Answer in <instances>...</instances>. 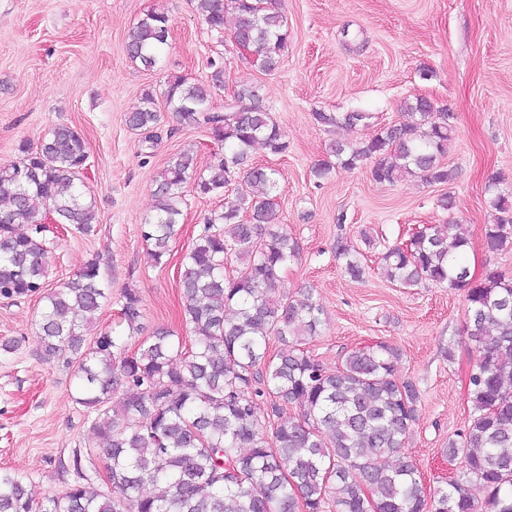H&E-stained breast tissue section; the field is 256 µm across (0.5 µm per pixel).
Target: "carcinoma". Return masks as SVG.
Returning <instances> with one entry per match:
<instances>
[{
	"mask_svg": "<svg viewBox=\"0 0 512 512\" xmlns=\"http://www.w3.org/2000/svg\"><path fill=\"white\" fill-rule=\"evenodd\" d=\"M196 9L210 30L228 28L247 40L260 70H278L290 37L278 0H196ZM168 38L167 15L151 12L130 29L125 52L150 70ZM223 90L224 68L217 65L205 82L168 77L163 97L171 112L183 125L205 128L216 150L203 168L191 151L168 159L155 179L153 214L140 230L151 261L165 263L182 233L186 188L208 196L243 176L245 187L204 217L181 262L188 347L168 329L142 336L143 301L133 288L123 291L119 312L127 335H89L111 298L93 258L63 285L46 288L49 250L19 227L48 211L82 234L93 231L95 201L77 184L88 158L81 134L55 126L36 149L23 145L19 160L0 166V297L41 296V356L74 368L76 402L95 411L102 444L84 456L74 452L78 480L40 501L23 477L0 468V512H326L328 504L336 512H512V277L489 267L472 278L460 261L468 239L452 224L424 230L382 256L389 281L400 288L432 282L465 293L467 336L476 351L473 411L461 440L448 445V459L463 455L466 469L430 490L404 459L420 397L412 381L396 376L397 350L383 343L353 347L328 372L302 348L327 319L312 290L300 301L280 291V273L300 246L275 222L278 171L251 160L255 145L280 155L288 141L261 87L240 85L218 107ZM406 110L410 124L383 127L366 142L332 143L313 176L370 161L379 183L406 175L453 180V170L440 163L453 135L448 108L417 97ZM313 119L334 128L371 116L315 112ZM160 120L147 89L126 124L151 143ZM498 185L493 178L487 186L495 211L483 232L490 254L512 247V196ZM334 253L347 275L362 276L346 239L336 238ZM232 256L242 264L234 274L226 270ZM136 336L135 348H127ZM273 337L281 344L275 354ZM288 404L298 416L286 414ZM98 458L110 495L85 474L83 462L94 470Z\"/></svg>",
	"mask_w": 512,
	"mask_h": 512,
	"instance_id": "obj_1",
	"label": "carcinoma"
}]
</instances>
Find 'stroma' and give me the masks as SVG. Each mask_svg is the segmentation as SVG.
Instances as JSON below:
<instances>
[{
	"label": "stroma",
	"instance_id": "stroma-1",
	"mask_svg": "<svg viewBox=\"0 0 512 512\" xmlns=\"http://www.w3.org/2000/svg\"><path fill=\"white\" fill-rule=\"evenodd\" d=\"M164 12L170 36L159 66L147 71L123 51L129 28L149 11ZM291 33L279 69L267 74L235 47L230 34L211 32L194 0H0V165L19 147L38 144L53 126L75 128L87 143L85 191L98 223L90 234L46 224L47 282L57 287L97 259L112 298L94 330L118 327L120 298L137 289L146 331L190 332L182 316L180 257L222 196L187 192L183 233L167 264L152 265L140 226L153 210V181L167 159L194 150L206 164L214 145L206 129L180 125L163 112L152 148L125 116L145 89L162 92L168 75L206 81L224 67L226 91L261 86L265 103L289 144L273 155L255 146L257 163L277 169L284 190L277 222L300 245L282 273L284 290L316 288L328 323L306 350L325 370L344 351L385 343L400 354L397 373L420 392L419 415L405 442L425 486L436 488L465 468L447 459L449 441L467 429L472 403L467 376L476 352L466 335L463 292L435 284L392 285L383 254L409 240L414 228L458 224L470 244L463 260L481 274L486 261L512 276V249L487 257L482 242L492 220L490 178L512 192V0H281ZM422 96L447 105L454 139L441 157L452 181L407 177L378 183L370 163L311 174L331 140L366 141L407 121L405 102ZM370 112L368 124L327 130L316 112ZM451 196V209L439 197ZM353 244L365 267L350 279L333 252L337 237ZM38 296L0 298V467L25 477L35 498L75 481V450L94 444V416L77 404L71 368L40 355Z\"/></svg>",
	"mask_w": 512,
	"mask_h": 512
}]
</instances>
